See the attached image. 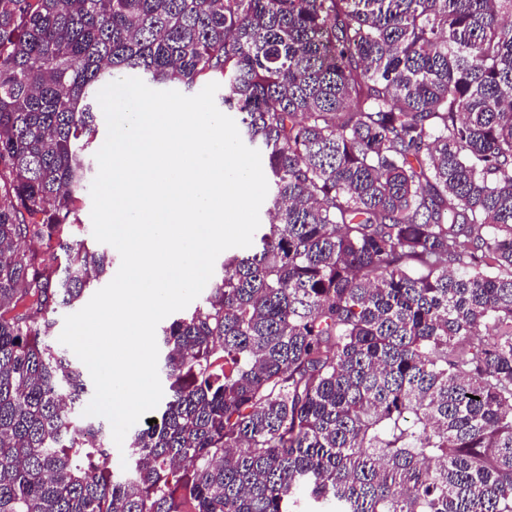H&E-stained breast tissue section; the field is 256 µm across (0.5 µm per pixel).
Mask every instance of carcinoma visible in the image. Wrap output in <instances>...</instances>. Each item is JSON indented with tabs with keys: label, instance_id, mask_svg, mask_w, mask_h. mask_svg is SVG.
Masks as SVG:
<instances>
[{
	"label": "carcinoma",
	"instance_id": "cac0c4a2",
	"mask_svg": "<svg viewBox=\"0 0 512 512\" xmlns=\"http://www.w3.org/2000/svg\"><path fill=\"white\" fill-rule=\"evenodd\" d=\"M117 69L224 82L273 176L120 476L53 341L111 263L68 226ZM304 499L512 512V0H0V512Z\"/></svg>",
	"mask_w": 512,
	"mask_h": 512
}]
</instances>
